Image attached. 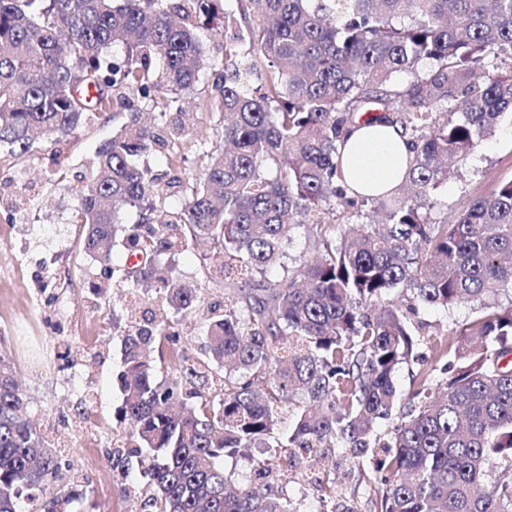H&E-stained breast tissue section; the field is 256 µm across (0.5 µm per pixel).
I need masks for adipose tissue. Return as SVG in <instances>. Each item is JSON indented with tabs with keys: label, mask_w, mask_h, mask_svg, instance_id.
<instances>
[{
	"label": "adipose tissue",
	"mask_w": 512,
	"mask_h": 512,
	"mask_svg": "<svg viewBox=\"0 0 512 512\" xmlns=\"http://www.w3.org/2000/svg\"><path fill=\"white\" fill-rule=\"evenodd\" d=\"M408 156L406 139L399 128L358 121L342 149V168L354 189L377 194L401 182Z\"/></svg>",
	"instance_id": "adipose-tissue-1"
}]
</instances>
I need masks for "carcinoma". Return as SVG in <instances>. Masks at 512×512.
I'll use <instances>...</instances> for the list:
<instances>
[{"label": "carcinoma", "instance_id": "obj_1", "mask_svg": "<svg viewBox=\"0 0 512 512\" xmlns=\"http://www.w3.org/2000/svg\"><path fill=\"white\" fill-rule=\"evenodd\" d=\"M223 28L218 68L200 33ZM204 82L223 146L156 224L144 203L163 190L135 160L167 157L189 134L180 101ZM119 90L164 120L129 112L99 148L71 217L84 252L111 264L117 214L135 208L119 279L192 319L202 291L161 256L203 240V274L224 283L201 358L127 309V431L112 459L153 486L143 509L301 512L287 494L301 475L317 512H336V469L320 463L339 455L370 484V512H512V304L497 302L512 288V179L449 223L428 218L438 186L512 117V0H0V151L60 140ZM360 112L407 137V172L384 195L346 183L341 150ZM296 225L317 259L267 277ZM466 303L481 315L449 336L418 319ZM404 366L416 385L405 399ZM286 405L293 424L273 460L231 486L224 457L271 447ZM26 406L1 354L0 512L32 496L40 512H71L86 490L64 482Z\"/></svg>", "mask_w": 512, "mask_h": 512}]
</instances>
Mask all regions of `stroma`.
<instances>
[{"label":"stroma","mask_w":512,"mask_h":512,"mask_svg":"<svg viewBox=\"0 0 512 512\" xmlns=\"http://www.w3.org/2000/svg\"><path fill=\"white\" fill-rule=\"evenodd\" d=\"M206 88L185 97L195 129L175 146L174 164L155 154L139 165L182 181L157 210L181 209L201 169L204 149L219 146L222 127L205 109ZM124 115H93L64 141L15 156L0 155V353L11 358L28 414L61 456L62 473L86 489L75 512H141L149 491L137 474L112 468L108 454L125 432L114 412L122 401L119 335L128 322L125 286L87 256L70 217L92 173L95 152ZM512 178V121L503 120L466 167L440 184L431 220L451 217L467 197ZM202 245L167 255L175 278L204 284L208 301L224 286L205 282Z\"/></svg>","instance_id":"stroma-1"}]
</instances>
